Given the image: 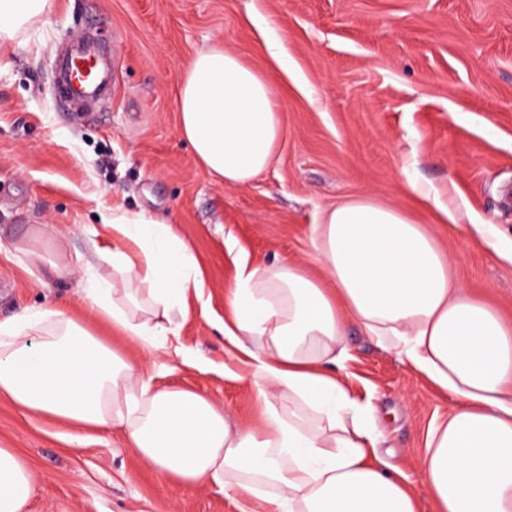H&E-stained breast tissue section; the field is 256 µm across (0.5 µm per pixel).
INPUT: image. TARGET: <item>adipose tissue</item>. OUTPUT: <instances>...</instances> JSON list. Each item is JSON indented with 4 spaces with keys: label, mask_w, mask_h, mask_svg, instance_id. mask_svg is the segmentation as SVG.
I'll list each match as a JSON object with an SVG mask.
<instances>
[{
    "label": "adipose tissue",
    "mask_w": 512,
    "mask_h": 512,
    "mask_svg": "<svg viewBox=\"0 0 512 512\" xmlns=\"http://www.w3.org/2000/svg\"><path fill=\"white\" fill-rule=\"evenodd\" d=\"M52 0H0V52ZM179 130L202 166L241 187L269 169L283 138L268 78L221 47L197 53L177 94ZM111 272L85 270L95 313L152 356L199 288L200 266L171 226L113 208ZM312 241L323 275L294 262L241 264L225 297V337L262 406L253 429L208 398L155 386L83 322L55 308L0 322V397L77 430L120 428L161 478L255 497L262 512H512V327L473 298L438 241L367 197L321 214ZM390 346L453 400L428 434L430 505L378 453L371 405L333 365L350 324ZM265 485L276 494L262 493ZM31 471L0 448V512H28Z\"/></svg>",
    "instance_id": "adipose-tissue-1"
}]
</instances>
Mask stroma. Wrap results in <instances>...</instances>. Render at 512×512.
<instances>
[{
    "instance_id": "35a3bbf8",
    "label": "stroma",
    "mask_w": 512,
    "mask_h": 512,
    "mask_svg": "<svg viewBox=\"0 0 512 512\" xmlns=\"http://www.w3.org/2000/svg\"><path fill=\"white\" fill-rule=\"evenodd\" d=\"M91 36L112 51V92L64 108L59 61ZM281 60H274L268 42ZM223 46L268 75L285 130L279 160L227 187L179 132L176 90L194 56ZM367 196L402 210L446 248L461 284L512 324V0H52L0 56V320L63 306L160 386L202 394L231 422L256 426L262 407L238 379L224 339V295L239 260L322 270L312 246L321 212ZM468 213L451 223L439 205ZM170 224L202 272L163 348L139 347L97 318L79 293L95 247L112 244L113 207ZM43 253L65 247L73 271L43 285L9 253L37 225ZM502 233L492 248L476 227ZM100 271L107 264L98 263ZM339 374L372 404L379 447L420 498L431 426L452 406L392 349L351 326ZM190 355L207 371L183 364ZM71 427L0 397V448L29 465L31 512H254L214 484L157 476L118 429L69 442Z\"/></svg>"
}]
</instances>
